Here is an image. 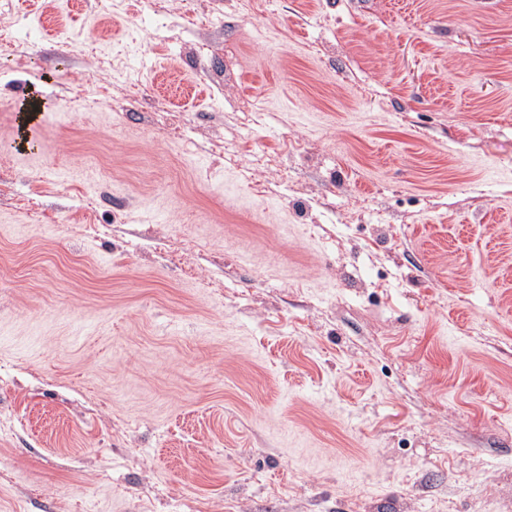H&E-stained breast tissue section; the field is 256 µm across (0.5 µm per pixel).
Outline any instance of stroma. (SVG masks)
<instances>
[{
  "mask_svg": "<svg viewBox=\"0 0 512 512\" xmlns=\"http://www.w3.org/2000/svg\"><path fill=\"white\" fill-rule=\"evenodd\" d=\"M57 2L0 0V512H512V0Z\"/></svg>",
  "mask_w": 512,
  "mask_h": 512,
  "instance_id": "stroma-1",
  "label": "stroma"
}]
</instances>
